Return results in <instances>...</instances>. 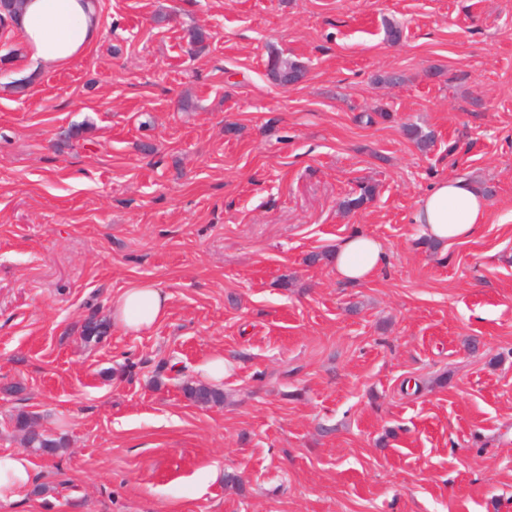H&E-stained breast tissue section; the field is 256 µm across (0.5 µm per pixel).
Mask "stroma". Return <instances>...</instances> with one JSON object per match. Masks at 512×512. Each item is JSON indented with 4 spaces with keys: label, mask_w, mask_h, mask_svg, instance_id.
Returning <instances> with one entry per match:
<instances>
[{
    "label": "stroma",
    "mask_w": 512,
    "mask_h": 512,
    "mask_svg": "<svg viewBox=\"0 0 512 512\" xmlns=\"http://www.w3.org/2000/svg\"><path fill=\"white\" fill-rule=\"evenodd\" d=\"M95 2L68 63L0 41V449L21 410L68 440L0 512H512V0ZM442 178L489 210L431 249ZM357 228L387 264L346 285ZM141 281L167 317L86 342ZM267 71L279 84L296 81L305 76V69L300 63L279 54H271L268 57ZM185 391L192 401L201 405H217L224 400L223 391L202 382L187 386Z\"/></svg>",
    "instance_id": "obj_1"
}]
</instances>
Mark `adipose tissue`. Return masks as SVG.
Returning <instances> with one entry per match:
<instances>
[{"mask_svg": "<svg viewBox=\"0 0 512 512\" xmlns=\"http://www.w3.org/2000/svg\"><path fill=\"white\" fill-rule=\"evenodd\" d=\"M15 26L25 52L36 63L62 64L84 52L99 33L93 0H24ZM488 201L481 190L461 178L440 180L412 214L423 239L461 242L484 223ZM386 254L376 238L356 231L342 238L333 253L339 281L360 284L383 267ZM169 296L143 281L112 300L113 322L125 333L151 330L168 314ZM37 466L20 452H0V502L25 499L36 484Z\"/></svg>", "mask_w": 512, "mask_h": 512, "instance_id": "adipose-tissue-1", "label": "adipose tissue"}]
</instances>
